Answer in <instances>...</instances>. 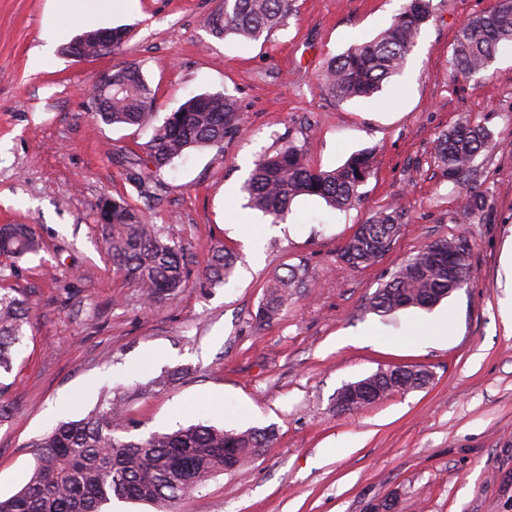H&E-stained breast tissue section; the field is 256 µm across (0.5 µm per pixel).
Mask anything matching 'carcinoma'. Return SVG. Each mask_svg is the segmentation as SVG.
I'll return each mask as SVG.
<instances>
[{"instance_id":"1","label":"carcinoma","mask_w":512,"mask_h":512,"mask_svg":"<svg viewBox=\"0 0 512 512\" xmlns=\"http://www.w3.org/2000/svg\"><path fill=\"white\" fill-rule=\"evenodd\" d=\"M294 11L293 0H222L221 9L209 20L214 35H234L258 41L285 25ZM432 18L430 0H408L390 27L376 38L356 42L333 58L324 70L327 91L340 101L370 98L404 68L417 46L421 31ZM512 45V0H496L489 11L468 19L459 27L452 69L473 77L485 73L499 50ZM100 100L96 118L108 125L149 124L156 112L155 91L139 67L129 64L112 72V95ZM237 99L204 94L185 101L167 115L144 147V153L128 161L129 179L151 204L136 207L123 198L106 199L102 210L103 243L112 264L140 288L153 304L187 286L189 269L184 249L153 224L149 184L174 159L197 147H217L241 131ZM491 134L482 126L461 121L438 137L436 159L448 180L465 186L476 156L488 147ZM372 153L359 152L332 170L311 167L302 149L288 144L273 155L259 157L246 181L248 206L272 218L288 216L293 201L301 196L325 200L335 210H345L360 198V187L371 175ZM484 194L465 190L462 209L467 215L484 210ZM405 223L397 209L376 211L358 226L346 242L341 258L352 267H369L391 248ZM38 241L25 224L5 227L0 251L22 259L36 252ZM471 245L461 236L433 242L409 258L369 299L377 313L423 308L463 288L469 280ZM236 257L216 247L208 264V280L217 285L229 277ZM303 285V274L291 268L266 286L259 319L274 318L288 294ZM27 302L0 295V371H11L12 348L25 336ZM413 372L394 378L380 372L373 386V400L412 389ZM119 407L105 398L87 416L62 422L29 443L36 466L22 488L0 498V512H104L112 499L155 503L159 512L190 492L201 489L217 473L231 472L274 438L271 428L226 430L197 423L170 432L141 437L116 435Z\"/></svg>"}]
</instances>
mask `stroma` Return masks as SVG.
Listing matches in <instances>:
<instances>
[{
  "instance_id": "stroma-1",
  "label": "stroma",
  "mask_w": 512,
  "mask_h": 512,
  "mask_svg": "<svg viewBox=\"0 0 512 512\" xmlns=\"http://www.w3.org/2000/svg\"><path fill=\"white\" fill-rule=\"evenodd\" d=\"M406 0H296L287 27L243 43L212 35L221 0H125L105 20L130 34L115 51L78 60L60 49L82 28L68 0H0V225H29L37 255H0V293L29 299L31 323L0 374V497L18 492L36 458L29 441L126 393L125 437L205 422L273 428L270 448L183 497L176 512H512V301L503 263L512 249V50L487 77L454 76L460 25L495 0H432L433 17L402 74L375 96L340 101L323 82L328 61L373 39ZM47 58L33 71V54ZM137 62L155 90L156 122L204 93L237 98L244 121L222 148L190 149L162 171L158 226L187 252V288L145 304L112 265L97 206L145 200L126 160L152 131L93 116L89 87ZM485 126L489 148L470 185L486 208L461 213V192L435 157L438 136L462 120ZM312 167L374 155L361 199L344 211L297 198L284 221L248 209L254 162L287 144ZM398 208L407 222L373 266L341 251L358 224ZM262 232L258 259L246 240ZM466 237L465 288L431 309L381 316L370 296L425 245ZM238 258L228 282L204 271L215 246ZM296 266L302 288L276 318L259 320L269 281ZM444 318L429 341L417 326ZM393 367L430 383L354 411L336 406L343 384ZM177 378L148 396L140 385Z\"/></svg>"
}]
</instances>
